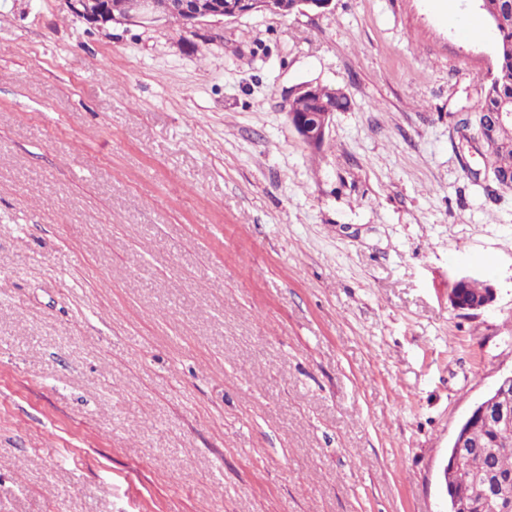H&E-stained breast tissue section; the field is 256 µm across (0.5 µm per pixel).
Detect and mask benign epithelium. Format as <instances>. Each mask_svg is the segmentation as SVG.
I'll list each match as a JSON object with an SVG mask.
<instances>
[{
    "mask_svg": "<svg viewBox=\"0 0 512 512\" xmlns=\"http://www.w3.org/2000/svg\"><path fill=\"white\" fill-rule=\"evenodd\" d=\"M103 0H67L68 8L86 20L101 19ZM122 12L112 14V19L143 24L156 23L170 17L195 28L215 18H238L254 12L286 16L302 8L326 9L331 0H123ZM336 95V89L323 85H305L297 91L290 103L304 101L307 112L296 115L292 123L306 145L317 148L325 140L336 107L325 98ZM512 388V374L502 377L469 411L470 417L491 420L507 434H512V406L502 402L503 393Z\"/></svg>",
    "mask_w": 512,
    "mask_h": 512,
    "instance_id": "obj_1",
    "label": "benign epithelium"
}]
</instances>
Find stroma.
I'll use <instances>...</instances> for the list:
<instances>
[{"label": "stroma", "mask_w": 512, "mask_h": 512, "mask_svg": "<svg viewBox=\"0 0 512 512\" xmlns=\"http://www.w3.org/2000/svg\"><path fill=\"white\" fill-rule=\"evenodd\" d=\"M449 9L482 16L0 0V512H446L512 373V191L459 126L496 42ZM305 84L349 99L317 150ZM112 20L143 24L156 23L170 17L179 18L189 28H196L215 18H238L254 12L286 16L302 7L326 9L332 0H122L124 8L112 11L118 1L107 0ZM459 282H467L466 284H455L451 291L456 297V304L460 308H465L469 304V301L481 293L486 288V285L480 284L475 281L463 277L458 280ZM495 299V291L493 288H486L481 296H478L473 302L470 303L466 308L468 310H478L485 308L493 303ZM512 388V374L502 377L469 411L468 417L490 419L498 428L511 436L512 408L501 401L503 393Z\"/></svg>", "instance_id": "stroma-1"}]
</instances>
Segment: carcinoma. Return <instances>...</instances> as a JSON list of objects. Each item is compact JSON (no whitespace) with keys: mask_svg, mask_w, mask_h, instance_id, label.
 <instances>
[{"mask_svg":"<svg viewBox=\"0 0 512 512\" xmlns=\"http://www.w3.org/2000/svg\"><path fill=\"white\" fill-rule=\"evenodd\" d=\"M481 9L495 36L497 55L495 71L474 112L488 145L491 174L499 186L512 190V125L491 123L494 113L512 110V0H482ZM484 289L469 281L453 285L452 293L463 308ZM464 431L468 460L448 463L443 476L447 496L464 502L466 512H499L492 493L499 479L512 476V443L481 418L465 422Z\"/></svg>","mask_w":512,"mask_h":512,"instance_id":"obj_1","label":"carcinoma"}]
</instances>
